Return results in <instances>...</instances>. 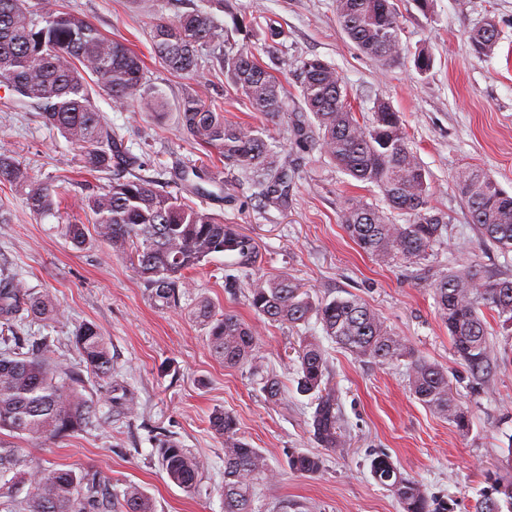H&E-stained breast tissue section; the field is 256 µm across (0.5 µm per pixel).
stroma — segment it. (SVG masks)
<instances>
[{"label": "stroma", "instance_id": "1", "mask_svg": "<svg viewBox=\"0 0 512 512\" xmlns=\"http://www.w3.org/2000/svg\"><path fill=\"white\" fill-rule=\"evenodd\" d=\"M392 2L402 52L387 66L363 55L343 32L335 0H224L223 10L213 12L217 28L253 51L285 90V110L270 127L273 158L288 162L298 177L287 206L277 207L261 200L242 170L206 156L179 126L180 102L191 94L223 105L225 120L264 122L247 101L227 96L217 49L199 48V78L172 72L152 53L154 13L173 15L201 0H60L145 61L147 82L133 105L118 109L105 93L94 97L124 136L134 172L176 194L183 189L180 170L209 158L213 179L203 182L194 201L256 240L262 253L257 274L296 279L316 299L353 296L366 303L418 356L447 371L468 429L440 418L413 396L405 362L355 360L324 339L321 325L312 321L304 334L322 340L343 416L341 443L322 449L312 428L311 399L296 390L300 334L260 322L247 301L248 279L225 276L228 256H213L190 270V292L178 306L165 308L128 261L105 257L96 237L74 246L64 226L82 216L77 199L108 190L112 176L81 173L77 149L35 113L14 111L11 92L0 83V146L15 154L28 181L70 180L58 215L42 219L32 215L24 188L0 184V203L14 218L0 224V278L13 277L31 293L53 295L62 318L26 324L23 333L46 337L56 363L79 373L82 396L99 408L92 426L57 440L1 434L0 441L18 448L28 469L94 471L115 493L138 485L155 512H224V445L209 423L221 410L235 419L239 436L264 453L275 474L256 485L254 512H402L398 499L371 475L370 463L381 454L422 486L434 512H474L476 501L491 493L512 454V335L500 332L494 338V376L473 380L453 352L429 284L436 275L471 263L512 275V265L481 241L455 189L458 172L473 166L512 194V0H432L426 12L416 0ZM489 19L496 21L500 38L492 54L480 56L470 37ZM273 28L279 39H270ZM421 52L432 60L425 72L414 63ZM313 57L335 68L359 119L369 120L380 100L399 112L429 176L431 203L449 220L448 235L430 262L383 264L346 234L340 222L346 201L361 197L378 205L382 196L347 176L312 143L294 138L302 107L299 66ZM203 298L256 326L255 361L263 374L280 380V401L267 400L260 376L250 368L225 366L212 355L206 329L190 314ZM84 323L96 325L108 339L112 377L134 393L136 415L113 406L105 386L81 361L71 336ZM166 435L205 463L193 494L174 485L162 467L155 441ZM294 451L322 454L321 471L313 476L290 471L288 455Z\"/></svg>", "mask_w": 512, "mask_h": 512}]
</instances>
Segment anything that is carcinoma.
<instances>
[{
    "mask_svg": "<svg viewBox=\"0 0 512 512\" xmlns=\"http://www.w3.org/2000/svg\"><path fill=\"white\" fill-rule=\"evenodd\" d=\"M335 13L361 53L382 65L399 58L401 27L390 0H335ZM498 40L497 26L489 20L473 33L471 47L478 55H488ZM221 41L226 84L246 97L254 111L270 120L277 118L285 105L281 82L252 51L235 49L218 33L210 11L160 16L151 29L156 57L170 70L194 77L199 76L198 47ZM93 77L100 80V89L114 106L126 107L141 96L143 62L125 43L105 37L91 22L58 8L55 0H40L37 12L27 0H0V79L11 85L25 110L37 113L44 125L78 149L84 171L125 169L131 154L118 129L94 105ZM300 88L305 112L294 125L295 139L305 143L314 139V145L345 174L375 185L387 206L384 210L362 198L349 199L341 214L349 238L363 253L386 264H418L433 255L448 232V219L431 206V184L400 115L379 101L372 118L361 121L347 103L336 70L317 57L302 62ZM179 123L198 145L224 158V164L254 172L262 199L273 204L288 201L295 172L286 164L269 165L266 129L227 122L223 112L193 95L184 99ZM2 182H27L26 173L4 147L0 148ZM456 187L482 239L504 255L511 253L512 196L478 167L461 170ZM59 196L58 185L31 183L27 205L34 215L46 217L54 214ZM80 208L90 216V224H66L71 242L80 247L88 231H94L111 255L135 265L155 300L166 307L177 306L191 288L185 273L215 254L234 257L232 266L242 274L261 260L258 244L236 225L224 223L187 198L169 195L143 175L115 179L105 193L81 198ZM390 210L406 216V222H393ZM432 293L455 356L472 378H489L496 368L495 353L480 311L494 313L502 332L512 330V278L495 277L470 264L440 276ZM248 302L258 317L292 328L316 317L324 336L358 360L381 364L408 360V382L416 399L459 429L468 427V416L444 369L415 355L361 300H315L294 279L259 275L249 283ZM60 315L49 295H35L12 279L0 280V430L49 441L82 431L97 416L98 407L82 397L76 379L54 365L46 341L23 351L19 325ZM194 316L207 328L215 358L230 367L256 368L254 327L231 312L216 311L207 300L197 303ZM72 342L93 376L102 381L112 377L108 340L95 325H79ZM296 374L297 391L311 396L316 439L326 448L336 447L338 398L330 386L325 349L313 336L302 338ZM210 424L224 441V512H253L254 485L270 478L266 457L239 437L232 416L217 412ZM156 451L169 480L187 493L195 492L203 461L171 437L157 440ZM288 466L298 474L315 475L322 469V459L293 452ZM370 468L375 480L400 501L403 512H430L425 491L404 477L387 455L373 458ZM22 477L30 491L18 501L13 487ZM0 493L9 499V512H154L150 497L135 484L114 496L95 472L25 471L16 450L2 442ZM495 493L502 499L488 496L478 502L476 512H501L503 502L512 510V479L497 482Z\"/></svg>",
    "mask_w": 512,
    "mask_h": 512,
    "instance_id": "1",
    "label": "carcinoma"
}]
</instances>
